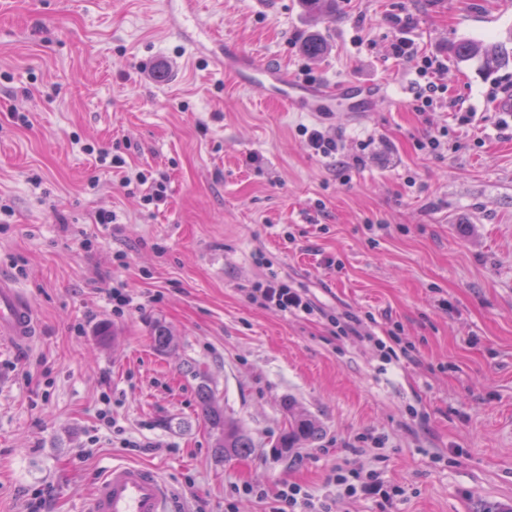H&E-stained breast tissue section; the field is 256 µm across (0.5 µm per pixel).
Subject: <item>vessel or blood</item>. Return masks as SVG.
I'll return each instance as SVG.
<instances>
[{"instance_id": "vessel-or-blood-1", "label": "vessel or blood", "mask_w": 512, "mask_h": 512, "mask_svg": "<svg viewBox=\"0 0 512 512\" xmlns=\"http://www.w3.org/2000/svg\"><path fill=\"white\" fill-rule=\"evenodd\" d=\"M226 73L243 76L245 84L270 92L280 106L300 112H352L362 109L364 96L355 85L313 88L311 81L259 65L241 53L223 48L216 58ZM38 337V322L28 292L0 277V340L17 349ZM172 489L159 474L138 464L105 468L85 497L81 512H172Z\"/></svg>"}]
</instances>
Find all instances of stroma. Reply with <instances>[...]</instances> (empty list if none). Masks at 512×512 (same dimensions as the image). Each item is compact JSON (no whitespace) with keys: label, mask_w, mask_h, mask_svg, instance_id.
Wrapping results in <instances>:
<instances>
[{"label":"stroma","mask_w":512,"mask_h":512,"mask_svg":"<svg viewBox=\"0 0 512 512\" xmlns=\"http://www.w3.org/2000/svg\"><path fill=\"white\" fill-rule=\"evenodd\" d=\"M196 3L202 44L367 86L370 107L284 111L187 48L181 0H0V276L28 291L41 327L26 350L0 341V512L38 492L46 512H80L115 460L157 468L173 512H268L231 497L245 484L331 497L337 466L402 488L390 512H512V120L489 107L512 64L489 75L448 50L505 41L512 0H336L331 15L303 0L272 15ZM400 19L416 57L391 51ZM313 35L317 58L302 49ZM424 55L445 91L419 112ZM321 123L361 165L311 155L298 129ZM429 134L440 153L418 149ZM134 169L166 175L164 202L123 187ZM270 269L326 310L371 315L403 355L252 302ZM116 288L131 298L120 314ZM159 325L174 336L163 353ZM203 380L254 437L249 457L214 448ZM288 400L322 436L278 454Z\"/></svg>","instance_id":"obj_1"}]
</instances>
